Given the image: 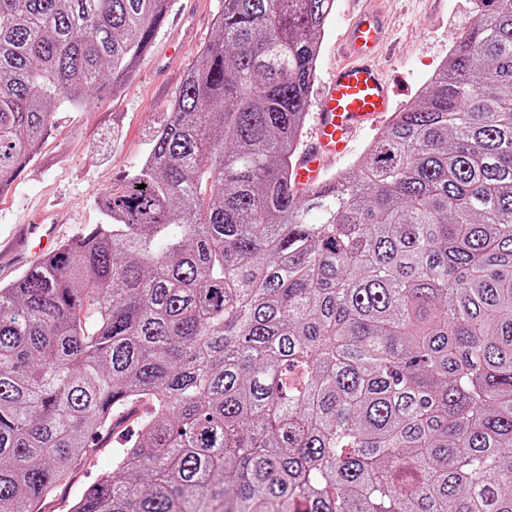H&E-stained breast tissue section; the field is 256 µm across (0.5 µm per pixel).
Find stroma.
<instances>
[{"label":"stroma","mask_w":512,"mask_h":512,"mask_svg":"<svg viewBox=\"0 0 512 512\" xmlns=\"http://www.w3.org/2000/svg\"><path fill=\"white\" fill-rule=\"evenodd\" d=\"M374 4L385 10L388 19L387 42L376 63L395 89L398 109L411 103L445 62L453 34L474 20L470 0H336L320 37L311 97H318L340 61V44L349 24ZM220 6V0H175L150 50L129 78L104 100L80 110H57L56 126L37 160L0 195V283L41 259L38 253L13 248L17 225L56 213L58 238L64 241L102 223L96 197L140 161L148 128L167 111L200 51L216 39ZM114 129L119 132L117 140H108ZM112 441V436H104L102 449L79 466L72 486L61 488L45 504V512H68L75 489L111 471Z\"/></svg>","instance_id":"35a3bbf8"}]
</instances>
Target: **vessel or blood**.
<instances>
[{"label": "vessel or blood", "instance_id": "obj_1", "mask_svg": "<svg viewBox=\"0 0 512 512\" xmlns=\"http://www.w3.org/2000/svg\"><path fill=\"white\" fill-rule=\"evenodd\" d=\"M386 38L380 11L360 15L350 26L336 66L322 95L316 137L294 166V184L302 189L318 184L323 170L348 148L353 131L391 110V84L375 57Z\"/></svg>", "mask_w": 512, "mask_h": 512}]
</instances>
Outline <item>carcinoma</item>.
I'll use <instances>...</instances> for the list:
<instances>
[{"label":"carcinoma","mask_w":512,"mask_h":512,"mask_svg":"<svg viewBox=\"0 0 512 512\" xmlns=\"http://www.w3.org/2000/svg\"><path fill=\"white\" fill-rule=\"evenodd\" d=\"M171 5L0 0V192ZM335 9L222 0L104 222L0 285V512L125 422L71 512H512V0L301 191Z\"/></svg>","instance_id":"obj_1"}]
</instances>
